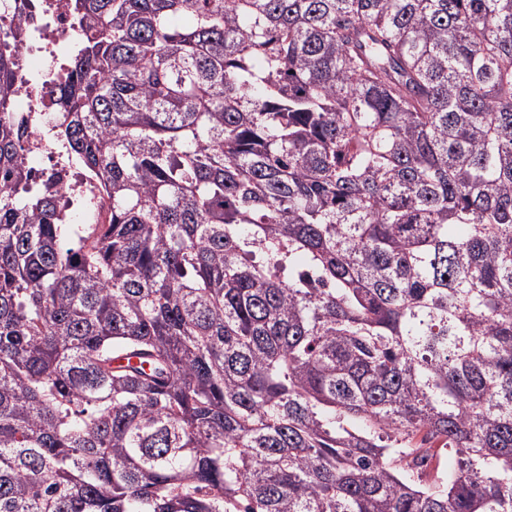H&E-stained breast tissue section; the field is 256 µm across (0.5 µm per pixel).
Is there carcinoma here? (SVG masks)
I'll list each match as a JSON object with an SVG mask.
<instances>
[{
    "mask_svg": "<svg viewBox=\"0 0 512 512\" xmlns=\"http://www.w3.org/2000/svg\"><path fill=\"white\" fill-rule=\"evenodd\" d=\"M70 9L78 237L0 13V512H512V0ZM68 168L71 179L64 192V200L68 203L64 224H85L88 223L86 220L91 219L102 221L101 207L94 214L86 210L91 204L103 206L106 203L107 198L100 184L88 178L74 161L69 162Z\"/></svg>",
    "mask_w": 512,
    "mask_h": 512,
    "instance_id": "cac0c4a2",
    "label": "carcinoma"
}]
</instances>
